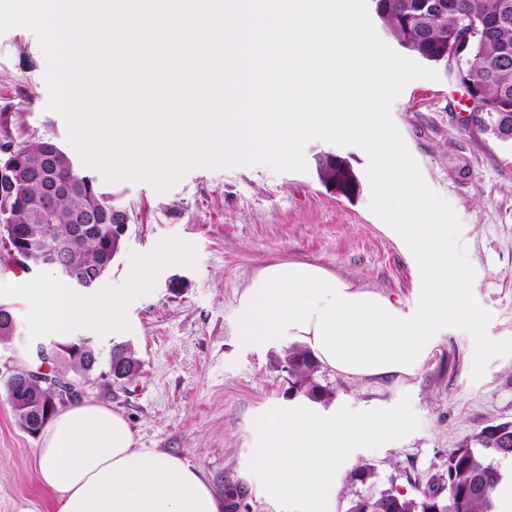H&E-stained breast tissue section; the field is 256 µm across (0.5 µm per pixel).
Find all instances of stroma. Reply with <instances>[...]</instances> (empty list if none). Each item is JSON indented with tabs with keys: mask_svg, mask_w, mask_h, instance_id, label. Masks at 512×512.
I'll return each instance as SVG.
<instances>
[{
	"mask_svg": "<svg viewBox=\"0 0 512 512\" xmlns=\"http://www.w3.org/2000/svg\"><path fill=\"white\" fill-rule=\"evenodd\" d=\"M46 60L37 36L17 27L0 34V108L15 112L25 136L68 143L61 115L48 111ZM391 118L428 187L447 202L460 224L475 276L472 294L488 311L490 339L512 338V146L482 130L459 81L416 79L393 102ZM332 152L350 162L359 179L351 197L323 184L316 156ZM306 172H275L265 165L196 167L166 191L146 181H106L86 167L129 222L112 269L97 293L126 299L119 333L77 326L101 352L113 340L130 342L141 361L130 379L112 381L108 365L85 383L83 398L122 414L137 445L178 456L201 470L218 493L242 492L239 512H282L248 468L257 436L254 420L275 407L301 402L275 357L292 343L284 336L262 346L242 344L238 301L264 266L309 261L416 312L418 275L396 237L369 209L367 154L320 139L304 147ZM186 249L184 263L158 261L168 246ZM155 260L148 288L126 293L132 262ZM0 262V303L13 307L19 335L0 343V512H56V496L37 479L40 437L19 428L3 387L11 371L31 363L33 343L50 340L34 324L35 306L8 286L25 277L50 278ZM474 343L461 330L439 331L412 377L354 380L326 367L314 375L331 397L327 411L390 408L409 398L419 427L354 459L374 464V490L412 492L444 474L449 453L469 444L487 425L512 421V355L489 361L473 379Z\"/></svg>",
	"mask_w": 512,
	"mask_h": 512,
	"instance_id": "stroma-1",
	"label": "stroma"
}]
</instances>
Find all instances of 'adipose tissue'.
Returning a JSON list of instances; mask_svg holds the SVG:
<instances>
[{
  "mask_svg": "<svg viewBox=\"0 0 512 512\" xmlns=\"http://www.w3.org/2000/svg\"><path fill=\"white\" fill-rule=\"evenodd\" d=\"M39 327L64 339L78 323L119 329L125 301L88 297L54 282L22 281ZM38 481L58 496V512H223L224 502L198 469L136 445L129 422L102 404L58 410L41 437Z\"/></svg>",
  "mask_w": 512,
  "mask_h": 512,
  "instance_id": "adipose-tissue-1",
  "label": "adipose tissue"
}]
</instances>
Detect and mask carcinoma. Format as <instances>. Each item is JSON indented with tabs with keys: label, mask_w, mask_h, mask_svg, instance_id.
<instances>
[{
	"label": "carcinoma",
	"mask_w": 512,
	"mask_h": 512,
	"mask_svg": "<svg viewBox=\"0 0 512 512\" xmlns=\"http://www.w3.org/2000/svg\"><path fill=\"white\" fill-rule=\"evenodd\" d=\"M375 13L401 47L421 60L447 64L457 51L456 34L466 29L470 41L463 72L456 76L470 84L487 107L479 123L498 141H512V0H376ZM18 136L13 113L0 109V139ZM344 178L342 194L349 197L359 188L350 164L336 168ZM47 181L67 184L54 203L50 216L41 213ZM119 208L101 192L94 180L77 170L72 158L51 138H25L14 151L0 159V222L18 230L14 247L21 252L23 268L45 266L46 257L61 251L64 259L83 275L76 287L90 288L101 271H110L116 254L109 239L112 216ZM86 216L88 224L78 223ZM13 311L0 304V342L15 336L10 323ZM48 365L51 373L63 371L66 380L89 378L99 363V353L78 340L55 342ZM277 363L294 378L293 388L313 402L329 398V392L313 381L319 368L312 353L291 345ZM109 368H140L141 362L127 341L109 352ZM6 393L18 426L32 434L41 432L48 418L42 415L52 399L50 387L37 379L6 381ZM512 459V421L487 426L473 436V444L448 454L447 477L408 495L397 488L368 491L351 502L347 512H496L493 492L502 480L500 459ZM375 477L369 462L356 464L348 473L353 483L367 484Z\"/></svg>",
	"instance_id": "1"
}]
</instances>
